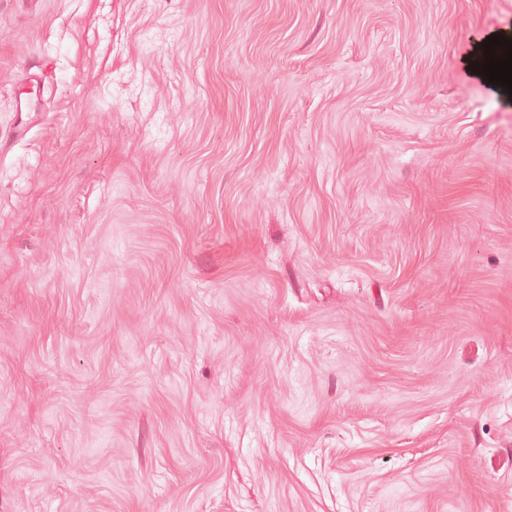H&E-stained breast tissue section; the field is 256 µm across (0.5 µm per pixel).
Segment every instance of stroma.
<instances>
[{
    "instance_id": "stroma-1",
    "label": "stroma",
    "mask_w": 512,
    "mask_h": 512,
    "mask_svg": "<svg viewBox=\"0 0 512 512\" xmlns=\"http://www.w3.org/2000/svg\"><path fill=\"white\" fill-rule=\"evenodd\" d=\"M512 0H0V512H512Z\"/></svg>"
}]
</instances>
